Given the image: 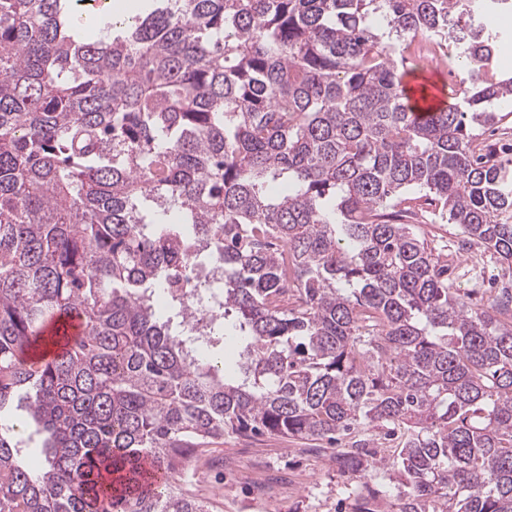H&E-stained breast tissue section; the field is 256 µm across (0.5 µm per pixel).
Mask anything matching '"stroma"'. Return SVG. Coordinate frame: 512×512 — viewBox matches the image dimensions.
Masks as SVG:
<instances>
[{"label": "stroma", "instance_id": "stroma-1", "mask_svg": "<svg viewBox=\"0 0 512 512\" xmlns=\"http://www.w3.org/2000/svg\"><path fill=\"white\" fill-rule=\"evenodd\" d=\"M422 220L429 246L446 255L449 278L459 294L477 291L488 296L501 287L504 279L495 255L486 256L481 281H471L456 225L430 211ZM335 451V446L321 440L228 433L209 444L202 458L201 481H187L182 490L207 502L210 512H264L260 505L264 497L274 499V512H352L356 484L332 463ZM241 453L249 454L257 465L251 476L234 472L235 458Z\"/></svg>", "mask_w": 512, "mask_h": 512}]
</instances>
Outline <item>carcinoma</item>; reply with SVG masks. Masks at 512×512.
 Instances as JSON below:
<instances>
[{"instance_id":"obj_1","label":"carcinoma","mask_w":512,"mask_h":512,"mask_svg":"<svg viewBox=\"0 0 512 512\" xmlns=\"http://www.w3.org/2000/svg\"><path fill=\"white\" fill-rule=\"evenodd\" d=\"M81 2L0 0V409L45 433L34 469L0 426V512H209L175 478L226 432L347 439L354 512L386 480L391 512H512V289L460 297L409 224L512 278V162L473 133L512 0H151L96 41ZM419 33L456 36L445 107L409 106Z\"/></svg>"}]
</instances>
